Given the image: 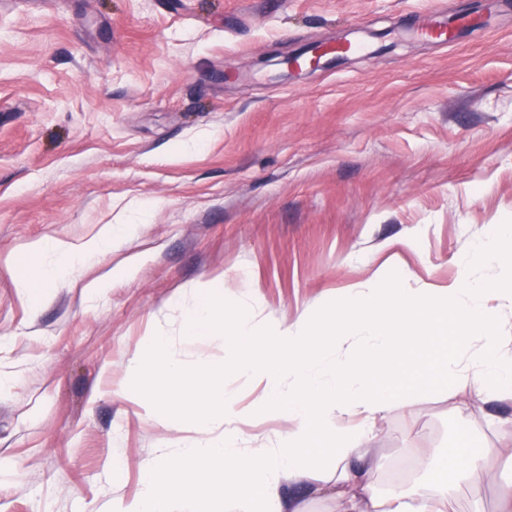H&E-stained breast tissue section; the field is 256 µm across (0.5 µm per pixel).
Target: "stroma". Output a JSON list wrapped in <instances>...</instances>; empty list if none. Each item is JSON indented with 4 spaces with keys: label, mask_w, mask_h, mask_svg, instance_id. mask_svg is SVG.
Here are the masks:
<instances>
[{
    "label": "stroma",
    "mask_w": 512,
    "mask_h": 512,
    "mask_svg": "<svg viewBox=\"0 0 512 512\" xmlns=\"http://www.w3.org/2000/svg\"><path fill=\"white\" fill-rule=\"evenodd\" d=\"M473 7L486 26L458 44L397 41ZM354 30L395 48L301 81L259 63ZM510 221L512 0H0V512H112L196 438L192 416L143 419L137 395L180 384L127 362L160 333L223 366V342L178 331L200 284L289 322L385 262L446 285ZM105 224L133 230L22 296L28 245ZM418 398L374 422L380 492L497 445L512 418V398ZM492 468L449 512H498L512 463Z\"/></svg>",
    "instance_id": "35a3bbf8"
}]
</instances>
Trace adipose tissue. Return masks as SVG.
<instances>
[{
    "instance_id": "ef3b65f1",
    "label": "adipose tissue",
    "mask_w": 512,
    "mask_h": 512,
    "mask_svg": "<svg viewBox=\"0 0 512 512\" xmlns=\"http://www.w3.org/2000/svg\"><path fill=\"white\" fill-rule=\"evenodd\" d=\"M47 249L56 266L41 264ZM30 252L18 286L36 302L43 283L72 273L71 248L43 242ZM460 263V277L445 288H395L378 269L334 303L304 307L288 324L258 321L249 304L224 294L222 278L204 283L184 311V326L189 335L223 339L224 376L244 379L256 397L243 403L237 390L214 384L208 363L185 366L166 336L149 337L150 368L180 374L185 389L156 390L143 405L146 420L173 424L176 407L202 428L193 447L174 457L159 453L140 495L113 503L112 512H188L204 494L235 512H306V499L321 496L345 501L348 512H446L452 482L484 469L496 449L455 450L438 492L384 496L368 478L377 461L367 445L377 416L407 412L411 392L429 385L483 400L512 398V336L497 326L512 315V225H497L491 242ZM475 266L492 269L491 289L470 279ZM264 414L286 422L271 448L254 431ZM331 458L333 482H314ZM287 484L297 486L295 495L284 496Z\"/></svg>"
}]
</instances>
